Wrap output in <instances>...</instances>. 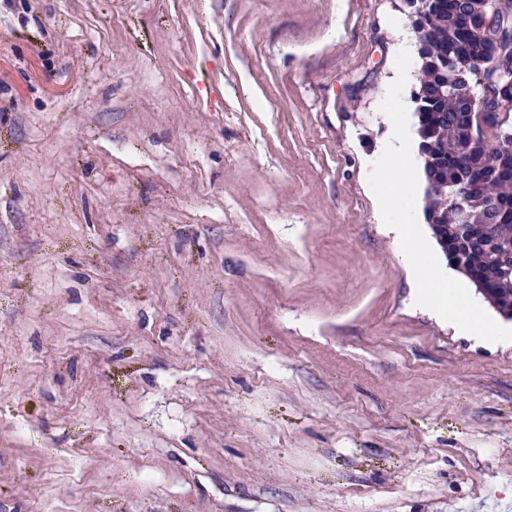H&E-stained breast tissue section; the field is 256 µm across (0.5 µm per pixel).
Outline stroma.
<instances>
[{"mask_svg":"<svg viewBox=\"0 0 512 512\" xmlns=\"http://www.w3.org/2000/svg\"><path fill=\"white\" fill-rule=\"evenodd\" d=\"M398 5L0 0V512H512L367 188Z\"/></svg>","mask_w":512,"mask_h":512,"instance_id":"1","label":"stroma"}]
</instances>
